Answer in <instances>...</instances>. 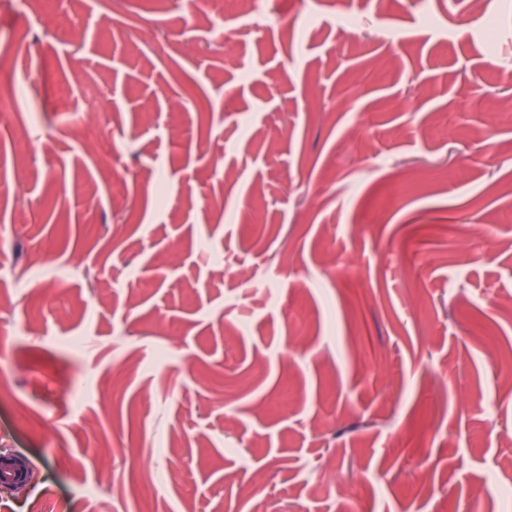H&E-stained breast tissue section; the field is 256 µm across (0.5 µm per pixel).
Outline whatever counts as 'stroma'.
Returning <instances> with one entry per match:
<instances>
[{
	"label": "stroma",
	"mask_w": 512,
	"mask_h": 512,
	"mask_svg": "<svg viewBox=\"0 0 512 512\" xmlns=\"http://www.w3.org/2000/svg\"><path fill=\"white\" fill-rule=\"evenodd\" d=\"M492 54L512 0H0V512H512ZM30 477V467L26 460L14 455H0V488L18 487Z\"/></svg>",
	"instance_id": "stroma-1"
}]
</instances>
